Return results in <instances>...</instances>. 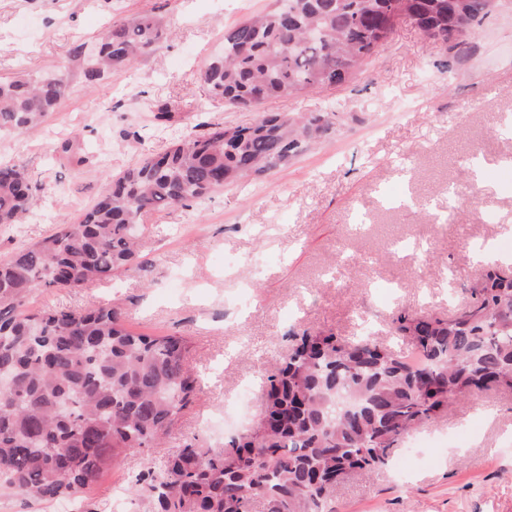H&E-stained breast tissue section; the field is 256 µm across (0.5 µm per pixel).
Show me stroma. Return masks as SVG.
<instances>
[{"instance_id": "obj_1", "label": "stroma", "mask_w": 512, "mask_h": 512, "mask_svg": "<svg viewBox=\"0 0 512 512\" xmlns=\"http://www.w3.org/2000/svg\"><path fill=\"white\" fill-rule=\"evenodd\" d=\"M272 0H0V78L66 74L70 87L41 129L0 136V165L33 175L37 211L0 226V260L69 224L108 176L206 134L210 123L247 124L255 113L208 103L198 82L224 50V33ZM164 35L129 67L87 81L100 34L133 14ZM263 111L332 112L333 128L295 160L209 198L143 216L138 258L112 280L38 291L30 312L112 307L135 332L190 344L195 392L159 445L130 453L84 493L77 512H153L145 473L161 472L185 444L221 448L244 426L218 427L224 411L259 413L261 388L303 332L374 336L411 357L395 334L401 312L451 316L464 284L494 246L512 275V0H496L465 52L433 45L400 23L348 81ZM79 146V160L54 151ZM485 174L472 193L473 166ZM398 284L397 296L376 285ZM248 387V403L236 395ZM426 460L394 476L411 445ZM332 512H512V392L490 388L420 424L368 476L336 489Z\"/></svg>"}]
</instances>
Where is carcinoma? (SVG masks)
I'll list each match as a JSON object with an SVG mask.
<instances>
[{
  "mask_svg": "<svg viewBox=\"0 0 512 512\" xmlns=\"http://www.w3.org/2000/svg\"><path fill=\"white\" fill-rule=\"evenodd\" d=\"M434 44L457 48L493 0H273L224 33V54L200 74L207 101L252 112L268 97H299L347 81L394 30V2ZM158 22L137 14L112 25L88 61L93 81L126 67L160 41ZM68 80L0 81V135L28 132L66 97ZM334 125L327 113H264L249 125H209L107 181L70 224L0 262V485L42 500L89 488L127 454L159 444L195 390L181 336L129 331L112 308L24 310L38 290L76 289L112 277L135 257L144 215L186 206L247 176L288 165ZM34 206L28 169L0 166V224ZM453 316L399 314L409 359L365 336L357 342L304 333L276 373L249 433L226 448L187 444L147 483L154 512H329L351 472L384 466L417 425L456 400L512 391V276L493 267L466 289ZM350 391L358 411L334 408Z\"/></svg>",
  "mask_w": 512,
  "mask_h": 512,
  "instance_id": "carcinoma-1",
  "label": "carcinoma"
}]
</instances>
